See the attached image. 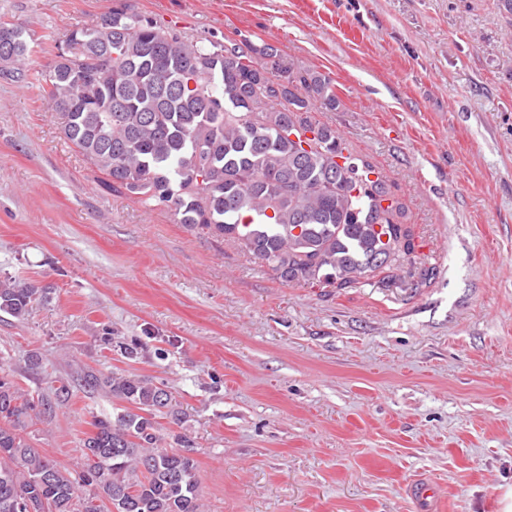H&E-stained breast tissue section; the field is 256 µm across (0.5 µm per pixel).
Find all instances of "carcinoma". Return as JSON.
<instances>
[{
    "label": "carcinoma",
    "instance_id": "carcinoma-1",
    "mask_svg": "<svg viewBox=\"0 0 512 512\" xmlns=\"http://www.w3.org/2000/svg\"><path fill=\"white\" fill-rule=\"evenodd\" d=\"M10 29L0 80L47 86L102 191L230 240L286 283L344 289L416 264L419 244L385 177L316 117L338 106L329 77L270 44L190 41L130 0L72 29L46 71L32 66L27 31ZM50 294L1 279L0 311L24 319ZM77 381L129 407L92 416L74 474L30 443L49 400L0 367V512H203L197 463L166 447L159 422H181L171 393L113 372Z\"/></svg>",
    "mask_w": 512,
    "mask_h": 512
}]
</instances>
